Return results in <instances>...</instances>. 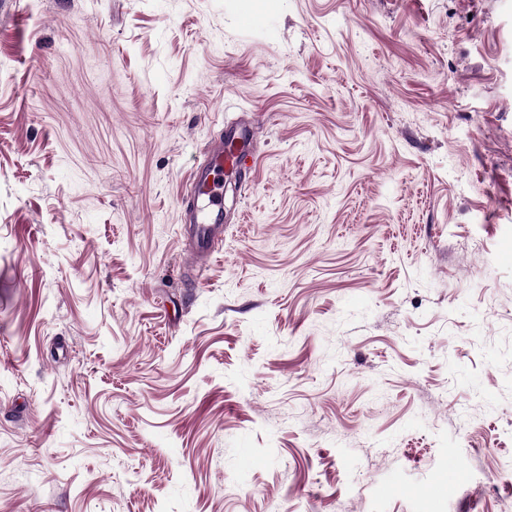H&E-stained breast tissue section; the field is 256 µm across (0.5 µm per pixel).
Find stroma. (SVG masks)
<instances>
[{
	"instance_id": "35a3bbf8",
	"label": "stroma",
	"mask_w": 512,
	"mask_h": 512,
	"mask_svg": "<svg viewBox=\"0 0 512 512\" xmlns=\"http://www.w3.org/2000/svg\"><path fill=\"white\" fill-rule=\"evenodd\" d=\"M510 460L512 0H0V512H512ZM255 137L252 126L227 124L213 143H207L204 160L194 169L182 196L192 224L187 253L201 266L210 260L214 242L224 232V173L239 176L250 170L254 156L246 149Z\"/></svg>"
}]
</instances>
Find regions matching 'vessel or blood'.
Instances as JSON below:
<instances>
[{
	"instance_id": "b4317fda",
	"label": "vessel or blood",
	"mask_w": 512,
	"mask_h": 512,
	"mask_svg": "<svg viewBox=\"0 0 512 512\" xmlns=\"http://www.w3.org/2000/svg\"><path fill=\"white\" fill-rule=\"evenodd\" d=\"M255 130L239 124L225 125L213 143L207 144L204 160L194 169L182 196L191 216V243L187 253L195 264L212 255L214 242L224 232V174L250 170L253 157L247 151Z\"/></svg>"
}]
</instances>
